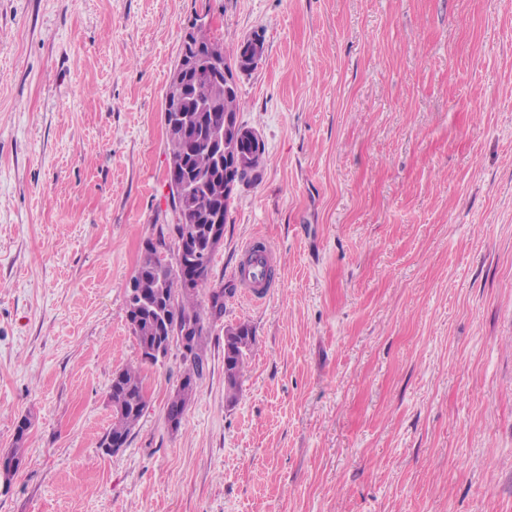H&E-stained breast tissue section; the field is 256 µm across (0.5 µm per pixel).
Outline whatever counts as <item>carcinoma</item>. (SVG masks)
Returning a JSON list of instances; mask_svg holds the SVG:
<instances>
[{
	"mask_svg": "<svg viewBox=\"0 0 512 512\" xmlns=\"http://www.w3.org/2000/svg\"><path fill=\"white\" fill-rule=\"evenodd\" d=\"M188 49L200 55L201 63L187 73L184 97L179 107L189 116L190 131L179 139H169L168 155L182 156L185 167L167 171L171 211L175 224L169 228L175 250H170L164 231L156 239L146 241L141 262L131 278L133 287L147 294V302L128 308V320L138 345L143 347L157 336H171L187 322L194 325L190 351L182 354L185 365L181 380L170 396L165 416L169 423L182 424L187 405L207 366L203 335L206 320L222 315L224 292L210 294L209 305L199 301V290L208 278L194 279L198 262L211 266L220 241H209L217 223H227L231 201L224 199V165L217 160L218 147L211 144L212 131L224 127V148L240 154L254 178H259L265 151L252 149L247 134L252 129L238 120L241 109L239 91L229 95L219 91V70L208 63L207 51L218 44L208 27L192 22ZM255 343L252 327L245 323L224 330V372L227 393L235 400L240 388L247 356ZM112 427L100 446L116 441L122 445L142 417L146 406L140 370L123 368L116 371L110 388Z\"/></svg>",
	"mask_w": 512,
	"mask_h": 512,
	"instance_id": "1",
	"label": "carcinoma"
}]
</instances>
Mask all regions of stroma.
<instances>
[{
  "label": "stroma",
  "instance_id": "1",
  "mask_svg": "<svg viewBox=\"0 0 512 512\" xmlns=\"http://www.w3.org/2000/svg\"><path fill=\"white\" fill-rule=\"evenodd\" d=\"M204 11L225 53L264 37L237 83L266 153L174 432L182 355L142 362L127 287L172 221L162 102ZM254 240L277 261L249 301ZM128 366L146 407L112 455ZM18 443L0 512H512V0H0V455ZM254 343V331L248 323L228 326L224 330V372L228 381L227 393L232 401L236 399L247 356Z\"/></svg>",
  "mask_w": 512,
  "mask_h": 512
}]
</instances>
